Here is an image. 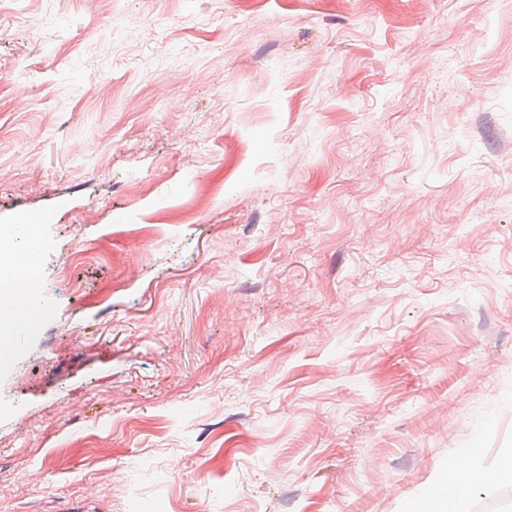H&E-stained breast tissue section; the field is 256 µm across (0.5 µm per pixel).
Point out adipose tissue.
<instances>
[{
  "label": "adipose tissue",
  "instance_id": "adipose-tissue-1",
  "mask_svg": "<svg viewBox=\"0 0 512 512\" xmlns=\"http://www.w3.org/2000/svg\"><path fill=\"white\" fill-rule=\"evenodd\" d=\"M36 237L31 224L0 226V333L28 320L31 307L28 293L9 288L12 280H33L38 275V252L32 243ZM30 241L28 250H17L20 240ZM444 487L452 488V495H438L430 500L429 512H470L471 490L475 485L488 484L503 478H512V458L502 461L497 470L477 472L471 468H444Z\"/></svg>",
  "mask_w": 512,
  "mask_h": 512
}]
</instances>
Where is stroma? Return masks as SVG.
<instances>
[{
	"instance_id": "obj_1",
	"label": "stroma",
	"mask_w": 512,
	"mask_h": 512,
	"mask_svg": "<svg viewBox=\"0 0 512 512\" xmlns=\"http://www.w3.org/2000/svg\"><path fill=\"white\" fill-rule=\"evenodd\" d=\"M24 220L0 512H412L512 453V0H0Z\"/></svg>"
}]
</instances>
